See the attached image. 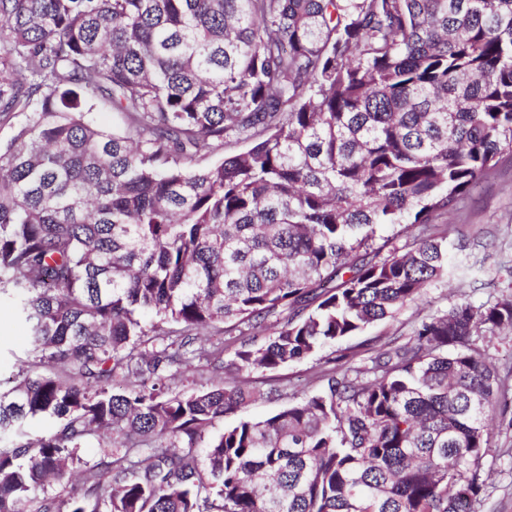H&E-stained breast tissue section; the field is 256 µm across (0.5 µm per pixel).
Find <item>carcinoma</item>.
Masks as SVG:
<instances>
[{
  "mask_svg": "<svg viewBox=\"0 0 512 512\" xmlns=\"http://www.w3.org/2000/svg\"><path fill=\"white\" fill-rule=\"evenodd\" d=\"M0 123V297L29 339L0 512H472L498 407L472 337L512 332L511 298L209 438L263 392L170 380L306 360L448 274L446 232L377 228L512 154V0H0Z\"/></svg>",
  "mask_w": 512,
  "mask_h": 512,
  "instance_id": "cac0c4a2",
  "label": "carcinoma"
}]
</instances>
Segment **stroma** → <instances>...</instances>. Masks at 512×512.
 <instances>
[{"label":"stroma","instance_id":"obj_1","mask_svg":"<svg viewBox=\"0 0 512 512\" xmlns=\"http://www.w3.org/2000/svg\"><path fill=\"white\" fill-rule=\"evenodd\" d=\"M437 221L447 227L449 277L431 283L421 299L402 308L395 318L376 322L307 360L275 372L248 374L250 385L266 391V398L215 422L208 435L240 418L276 414L318 391L316 374L328 364L340 371H369L380 349L409 341L419 320L446 312L460 295H467L476 306L512 299V277L499 273L501 265L512 260V159L503 160L492 176L466 195L453 216L441 215ZM475 343L499 376L501 404L490 423V448L481 461L485 484L474 510L512 512V335L484 332ZM28 350L26 331L10 302L0 303V380L15 376L27 361Z\"/></svg>","mask_w":512,"mask_h":512}]
</instances>
